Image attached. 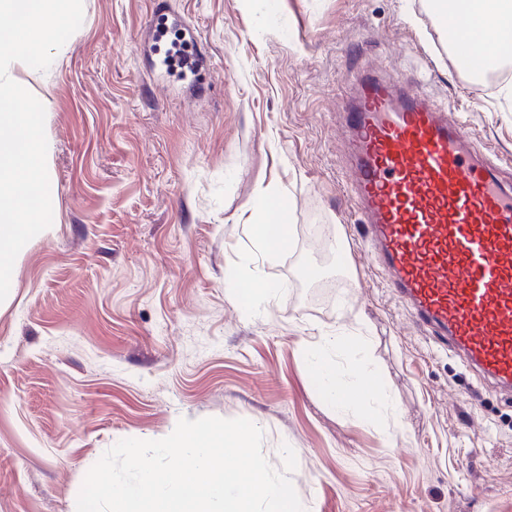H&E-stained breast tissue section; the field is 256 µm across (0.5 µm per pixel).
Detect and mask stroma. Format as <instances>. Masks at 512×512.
<instances>
[{"instance_id": "35a3bbf8", "label": "stroma", "mask_w": 512, "mask_h": 512, "mask_svg": "<svg viewBox=\"0 0 512 512\" xmlns=\"http://www.w3.org/2000/svg\"><path fill=\"white\" fill-rule=\"evenodd\" d=\"M47 71L8 75L46 100L53 224L19 252L0 302V512H76L116 442L180 419L246 418L305 512H512V392L431 334L371 262L347 191L341 126L366 74L393 69L512 160V76H463L423 0H83ZM188 21L209 64L166 76L159 28ZM288 201L287 249L245 221ZM274 285L250 310L226 286ZM357 333L404 430L339 412L305 347ZM248 231L256 248L262 254L281 251L290 241L291 226L285 221V206L280 196L264 191L258 206L247 219Z\"/></svg>"}]
</instances>
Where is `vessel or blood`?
<instances>
[{"instance_id": "obj_1", "label": "vessel or blood", "mask_w": 512, "mask_h": 512, "mask_svg": "<svg viewBox=\"0 0 512 512\" xmlns=\"http://www.w3.org/2000/svg\"><path fill=\"white\" fill-rule=\"evenodd\" d=\"M456 70L492 51L452 43ZM351 192L375 265L413 321L477 373L512 388V184L462 121L394 74L366 79L346 112Z\"/></svg>"}]
</instances>
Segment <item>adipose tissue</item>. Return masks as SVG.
<instances>
[{"label":"adipose tissue","instance_id":"1","mask_svg":"<svg viewBox=\"0 0 512 512\" xmlns=\"http://www.w3.org/2000/svg\"><path fill=\"white\" fill-rule=\"evenodd\" d=\"M435 4V22L445 40H456L468 46H490L499 52L512 50V0H431ZM466 11L471 23L467 30L454 28L453 10ZM250 237L264 254L281 251L290 241L291 227L285 221V206L280 196L262 192L259 203L247 219ZM367 339L363 336H324L307 355L311 365V381L326 403L346 411L363 405L367 422L384 420L400 428L402 417L390 400L386 385L364 359ZM340 355L355 362L351 377H344L336 365Z\"/></svg>","mask_w":512,"mask_h":512}]
</instances>
